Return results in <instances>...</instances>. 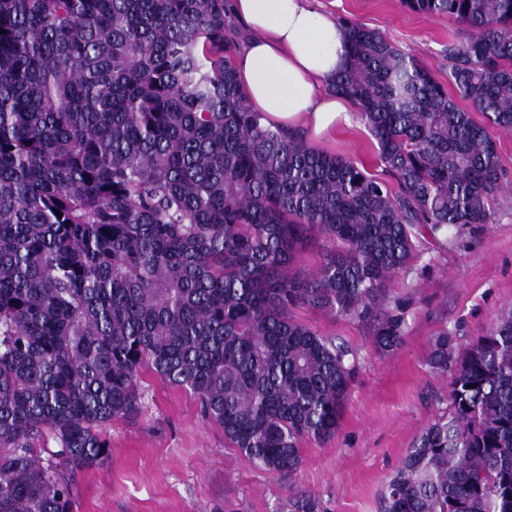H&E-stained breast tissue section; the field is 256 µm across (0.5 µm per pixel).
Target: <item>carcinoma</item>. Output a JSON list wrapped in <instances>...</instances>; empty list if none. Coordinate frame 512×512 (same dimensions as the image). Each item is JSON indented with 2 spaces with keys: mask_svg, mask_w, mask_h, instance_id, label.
I'll use <instances>...</instances> for the list:
<instances>
[{
  "mask_svg": "<svg viewBox=\"0 0 512 512\" xmlns=\"http://www.w3.org/2000/svg\"><path fill=\"white\" fill-rule=\"evenodd\" d=\"M402 2L466 35L441 83L341 23L328 87L386 181L250 109L224 0H0V512H71L77 475L109 458L103 425L140 411L144 366L270 474L336 433L355 356L294 308L370 322L394 352L391 284L424 242L492 223L508 189L487 126L512 132V0ZM312 233L323 261L293 276ZM427 365L449 408L383 512H512V309L462 350L432 337ZM288 512L321 503L293 493Z\"/></svg>",
  "mask_w": 512,
  "mask_h": 512,
  "instance_id": "1",
  "label": "carcinoma"
}]
</instances>
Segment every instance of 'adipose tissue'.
I'll use <instances>...</instances> for the list:
<instances>
[{"instance_id": "adipose-tissue-1", "label": "adipose tissue", "mask_w": 512, "mask_h": 512, "mask_svg": "<svg viewBox=\"0 0 512 512\" xmlns=\"http://www.w3.org/2000/svg\"><path fill=\"white\" fill-rule=\"evenodd\" d=\"M227 11L253 33L235 59L236 74L266 123L323 137L351 121L353 103L326 90L347 63L336 20L308 0H229Z\"/></svg>"}]
</instances>
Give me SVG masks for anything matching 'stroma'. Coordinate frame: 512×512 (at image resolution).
<instances>
[{"label": "stroma", "instance_id": "35a3bbf8", "mask_svg": "<svg viewBox=\"0 0 512 512\" xmlns=\"http://www.w3.org/2000/svg\"><path fill=\"white\" fill-rule=\"evenodd\" d=\"M311 2L335 20L379 31L439 80L448 67L445 46L463 33L455 19L424 16L402 0ZM316 147L383 173L362 122ZM493 211L492 223L463 232L448 247L427 245L394 281L391 296L405 305L394 353L374 348L369 323L295 308L298 320L352 349L358 373L336 435L307 443L293 477L268 474L228 447L223 429L203 417L190 392L145 367L140 413L104 426L111 455L79 476L72 512H287L293 490L318 497L325 512H381V491L407 448L449 407L447 380L426 363L431 336L444 330L465 347L512 307V193L499 194Z\"/></svg>", "mask_w": 512, "mask_h": 512}]
</instances>
